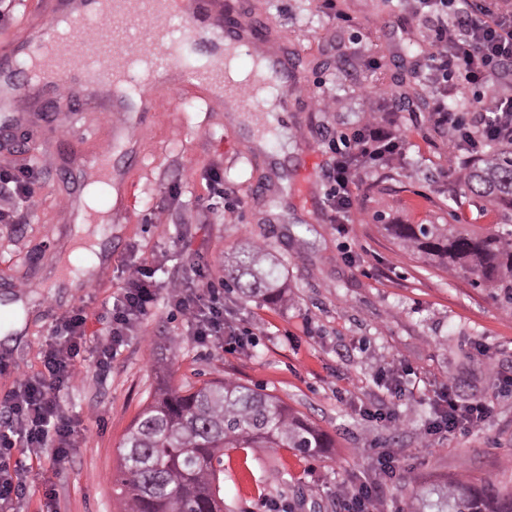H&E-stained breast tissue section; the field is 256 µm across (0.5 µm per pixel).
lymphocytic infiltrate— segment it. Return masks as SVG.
Wrapping results in <instances>:
<instances>
[{"instance_id":"obj_1","label":"lymphocytic infiltrate","mask_w":512,"mask_h":512,"mask_svg":"<svg viewBox=\"0 0 512 512\" xmlns=\"http://www.w3.org/2000/svg\"><path fill=\"white\" fill-rule=\"evenodd\" d=\"M407 7L428 22L435 48L430 65L439 86L431 106L434 126L474 156L494 144H512L511 95L476 97L467 122L448 102L450 81L477 87L512 68V13L490 7L486 0H408ZM402 147L399 130L373 114L356 130L350 150L330 141L332 159L322 176L330 186L331 223L349 221L355 202L354 171L390 162ZM41 173L30 163L0 168V224L18 228L29 223ZM124 274L122 294L105 313L110 329L97 350L98 368L110 367L125 336L150 316L161 297L183 315L186 333L197 344L218 342L229 351L240 348L236 328L224 317V291L214 285L203 264L191 263L189 273L171 280L162 293L154 285L149 263L126 264ZM92 312L91 304L84 303L56 320L44 351L42 376H21L13 390L0 397V512H14L15 499L25 496L32 484L28 464L14 458L13 449H50L49 467L56 473L69 463L81 430L62 415L59 394L80 376L86 351L83 336Z\"/></svg>"}]
</instances>
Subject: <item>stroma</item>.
I'll return each mask as SVG.
<instances>
[{
  "label": "stroma",
  "mask_w": 512,
  "mask_h": 512,
  "mask_svg": "<svg viewBox=\"0 0 512 512\" xmlns=\"http://www.w3.org/2000/svg\"><path fill=\"white\" fill-rule=\"evenodd\" d=\"M42 0H10L0 23V52L20 48L22 34L43 18ZM240 22L257 23L275 45L293 44L302 92L286 111L268 116L272 97L250 84L240 96L248 112L223 102L190 80L156 94L148 128L135 130L112 154L115 191L126 192L121 216L80 233L76 201L88 182V160L113 141L103 113L82 110L70 96L42 93L45 119L12 126L0 107V167L45 163L31 221L20 230L0 224V396L22 374L43 371L42 350L52 324L84 299L97 310L86 324V346L96 350L109 324L99 318L125 285L123 262L147 260L165 287L194 260L224 278L233 252L266 245L279 264L286 300L271 304L224 292V312L248 330L246 346L227 353L185 336V323L165 300L127 336L107 374L87 360L78 384L60 395L65 417L80 420L66 470L53 474L46 452L26 455L37 484L54 488L55 512H122L120 446L134 420L164 384L183 391L232 378L264 389L305 415L329 438L314 457L289 448H228L221 493L224 512H340L339 486L378 483L384 512H405L410 481L460 476L512 488V388L492 379L486 361L512 375V310L488 289L404 250L392 224H462L467 230L512 231V219L449 176L460 153L435 128L429 112L394 106L412 63L427 66L431 44L425 22L403 0H229ZM340 99L323 112L305 90ZM393 115L404 149L391 163L355 178V206L345 232L330 224L321 164L332 136L351 134L368 113ZM83 155L66 160L72 137ZM317 166L305 169L307 157ZM307 170L306 201L293 187ZM227 195L221 212L203 209L213 174ZM457 401L487 402L476 429L423 439L430 408L445 390ZM381 404L400 428L364 420L359 410ZM397 463L383 481L378 460Z\"/></svg>",
  "instance_id": "obj_1"
}]
</instances>
